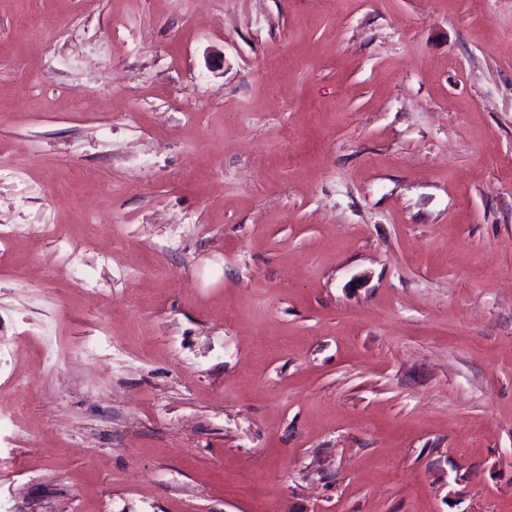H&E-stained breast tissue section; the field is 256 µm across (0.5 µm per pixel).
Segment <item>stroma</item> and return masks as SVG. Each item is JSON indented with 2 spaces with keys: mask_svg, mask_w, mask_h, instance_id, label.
<instances>
[{
  "mask_svg": "<svg viewBox=\"0 0 512 512\" xmlns=\"http://www.w3.org/2000/svg\"><path fill=\"white\" fill-rule=\"evenodd\" d=\"M0 228V512H512V0H0Z\"/></svg>",
  "mask_w": 512,
  "mask_h": 512,
  "instance_id": "35a3bbf8",
  "label": "stroma"
}]
</instances>
